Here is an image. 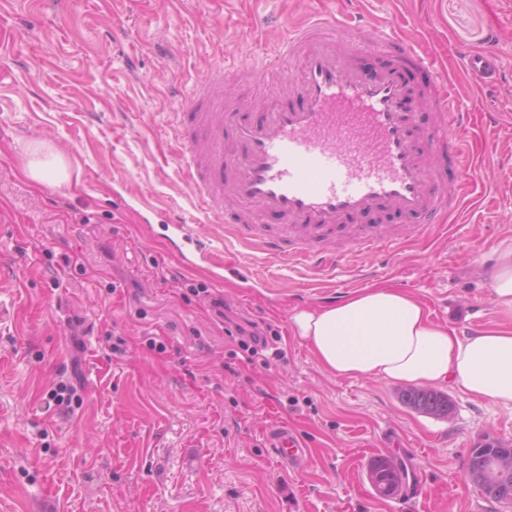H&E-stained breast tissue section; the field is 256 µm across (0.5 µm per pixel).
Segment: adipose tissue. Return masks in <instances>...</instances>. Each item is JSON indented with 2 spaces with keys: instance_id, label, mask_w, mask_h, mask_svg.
<instances>
[{
  "instance_id": "ef3b65f1",
  "label": "adipose tissue",
  "mask_w": 512,
  "mask_h": 512,
  "mask_svg": "<svg viewBox=\"0 0 512 512\" xmlns=\"http://www.w3.org/2000/svg\"><path fill=\"white\" fill-rule=\"evenodd\" d=\"M26 154L33 179L66 180L63 157L47 143L29 145ZM488 256L493 301L512 315V238L493 246ZM291 326L322 368L335 376L448 384L512 408V326L461 337L452 325L434 322L422 301L387 286L358 290L329 307L298 311Z\"/></svg>"
}]
</instances>
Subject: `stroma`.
Instances as JSON below:
<instances>
[{
  "label": "stroma",
  "instance_id": "stroma-1",
  "mask_svg": "<svg viewBox=\"0 0 512 512\" xmlns=\"http://www.w3.org/2000/svg\"><path fill=\"white\" fill-rule=\"evenodd\" d=\"M347 13L425 40L451 72L500 30V83L466 103L501 121L471 143L464 174L479 183L459 220L387 253L350 244L406 216L357 218L319 273L209 223L177 159L179 97L228 58L243 71L225 101L250 115L295 103L254 72L289 27ZM38 141L66 182L28 176ZM507 237L512 0H0V512H512L466 474L477 443L512 447L511 408L446 386L448 417L418 412L403 383L329 375L290 328L374 285L462 336L504 323L485 257ZM184 280L277 339L240 352ZM62 384L70 406H49ZM279 423L308 445L288 470L267 441ZM386 456L408 476L381 497L367 471Z\"/></svg>",
  "mask_w": 512,
  "mask_h": 512
}]
</instances>
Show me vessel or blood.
<instances>
[{"label": "vessel or blood", "instance_id": "b4317fda", "mask_svg": "<svg viewBox=\"0 0 512 512\" xmlns=\"http://www.w3.org/2000/svg\"><path fill=\"white\" fill-rule=\"evenodd\" d=\"M384 58L382 66L362 69L361 49ZM289 76L297 101L243 121L225 103L224 80L237 64L218 60L194 86L180 112L186 126L202 137L184 136L182 171L192 195L211 223L228 224L237 237L287 262L328 265L327 246L346 219L397 211L411 224L388 233L373 230L370 248H390L421 229L458 216L464 199L461 179L449 167H462L467 148L461 138L474 114L448 75L430 74L427 99L436 115L431 130L418 129L406 108L408 87L402 72L426 67L427 57L414 41L385 32L383 26L349 16L340 22L315 19L290 29L268 55L264 75ZM460 70L487 87L500 75L496 39L461 55ZM232 141H225V127ZM233 208H225V201ZM277 216L270 232L244 211ZM284 465L297 463L305 444L287 428L270 436Z\"/></svg>", "mask_w": 512, "mask_h": 512}]
</instances>
